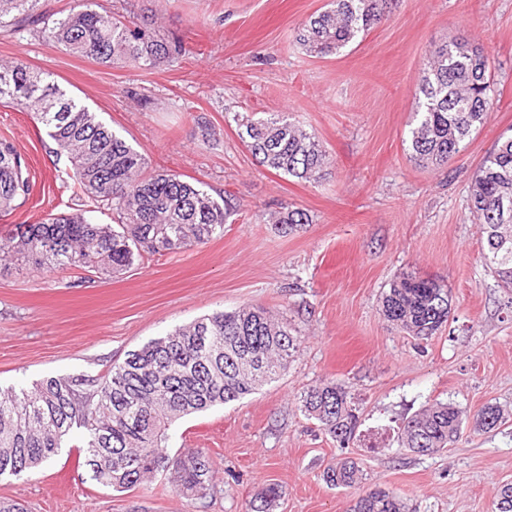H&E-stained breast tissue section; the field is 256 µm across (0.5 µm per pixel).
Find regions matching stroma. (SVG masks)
I'll list each match as a JSON object with an SVG mask.
<instances>
[{
  "label": "stroma",
  "instance_id": "1",
  "mask_svg": "<svg viewBox=\"0 0 512 512\" xmlns=\"http://www.w3.org/2000/svg\"><path fill=\"white\" fill-rule=\"evenodd\" d=\"M125 20H156L185 56L149 69L108 67L46 43L20 20L0 35V63L20 57L50 73L133 146L149 172L231 195L237 213L205 244L136 263L124 273H45L26 262L0 269V389L48 377H100L129 351L198 317L260 304L300 345L274 382L238 401L188 416L172 449L202 450L216 488L187 500L163 478L116 492L92 479L79 438L20 477L0 478V498L29 512H249L278 484L274 512H347L379 485L409 512H498L512 482V420L488 433L463 429L447 450L399 447L402 422L427 406H456L466 424L484 405L512 411V290L486 267V235L469 186L499 134L512 128V0H399L388 17L340 53L316 56L296 32L329 0H99ZM482 46L494 90L487 123L447 165L410 157L419 78L435 44ZM276 113L313 131L331 167L317 182L268 171L239 136L245 118ZM28 166L31 190L0 236L69 211L67 157L28 113L0 103V140ZM303 209L311 222L286 234L272 218ZM410 272L447 288L446 327L418 340L386 321L382 297ZM329 382L357 407L347 448L301 411L299 398ZM351 456L362 481L333 488L323 473Z\"/></svg>",
  "mask_w": 512,
  "mask_h": 512
}]
</instances>
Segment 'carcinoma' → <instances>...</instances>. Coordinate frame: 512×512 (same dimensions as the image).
Here are the masks:
<instances>
[{"mask_svg": "<svg viewBox=\"0 0 512 512\" xmlns=\"http://www.w3.org/2000/svg\"><path fill=\"white\" fill-rule=\"evenodd\" d=\"M41 0H0V32L16 16H35ZM398 0H330L298 29L307 52L337 54L379 23ZM46 42L109 65L154 67L186 53L182 43L157 38L152 22L132 26L109 14L98 0H77L61 18L42 28ZM488 58L468 41L435 47L417 86L410 129L411 158L441 167L486 122L491 110ZM30 113L69 158L76 194L107 201L114 224H99L78 208L20 224L0 244V263L23 259L47 272L71 269L120 274L137 262L206 243L224 233L233 212L198 181L176 174H147V154L67 94L48 74L17 58L0 65V101ZM243 138L262 165L305 181L326 175L329 161L316 135L284 113L242 123ZM30 194V180L16 147L0 140V216ZM470 209L486 233V266L512 288V133H502L477 168L469 190ZM274 223L290 234L309 223L288 208ZM452 307L436 280L401 274L382 298L384 318L402 331L429 338L445 325ZM297 337L266 308L242 305L179 326L127 353L96 379L48 378L33 390L0 393V477H18L58 455L80 434L85 467L99 484L126 491L159 473L186 498L214 488L209 457L196 448L169 456L165 448L174 422L216 405L237 401L275 381L288 368ZM302 411L317 420L340 446L353 439L356 407L342 385L315 386L300 397ZM512 415L496 404L483 406L475 429L492 431ZM462 418L450 403H436L408 419L399 444L421 455L437 453L459 438ZM358 463L340 458L323 479L351 488ZM281 496L270 484L253 512H269ZM349 512H405L394 492L374 486L353 500Z\"/></svg>", "mask_w": 512, "mask_h": 512, "instance_id": "cac0c4a2", "label": "carcinoma"}]
</instances>
